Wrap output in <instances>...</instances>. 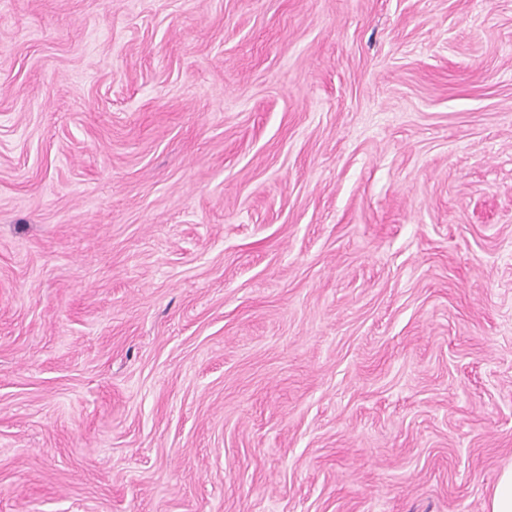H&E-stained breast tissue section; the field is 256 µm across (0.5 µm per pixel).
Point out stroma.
I'll return each instance as SVG.
<instances>
[{
	"mask_svg": "<svg viewBox=\"0 0 512 512\" xmlns=\"http://www.w3.org/2000/svg\"><path fill=\"white\" fill-rule=\"evenodd\" d=\"M510 467L512 0H0V512Z\"/></svg>",
	"mask_w": 512,
	"mask_h": 512,
	"instance_id": "1",
	"label": "stroma"
}]
</instances>
